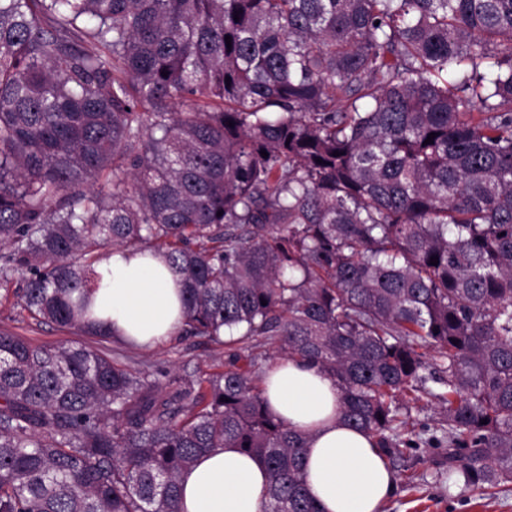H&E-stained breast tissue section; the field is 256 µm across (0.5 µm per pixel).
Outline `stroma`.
<instances>
[{
    "instance_id": "1",
    "label": "stroma",
    "mask_w": 512,
    "mask_h": 512,
    "mask_svg": "<svg viewBox=\"0 0 512 512\" xmlns=\"http://www.w3.org/2000/svg\"><path fill=\"white\" fill-rule=\"evenodd\" d=\"M18 280L0 282V332L25 337L35 345H56L79 340V333L37 321L20 304ZM122 361L154 372L160 387L172 382L188 384L223 371V345L198 337L172 336L151 349L120 340L111 343ZM406 436L420 440V447L404 449L390 459L397 487L385 512H512V483L480 492L448 477V450L430 445L429 437H443L438 410L433 403L419 402L404 428Z\"/></svg>"
}]
</instances>
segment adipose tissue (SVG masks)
<instances>
[{"label":"adipose tissue","instance_id":"1","mask_svg":"<svg viewBox=\"0 0 512 512\" xmlns=\"http://www.w3.org/2000/svg\"><path fill=\"white\" fill-rule=\"evenodd\" d=\"M97 271L96 320L115 338L150 349L178 333L184 323L181 284L163 259L115 249ZM270 410L308 438L303 460L305 488L320 512H383L397 478L367 432L345 425L335 381L291 359L263 376ZM267 473L237 448L201 454L181 476V512H262Z\"/></svg>","mask_w":512,"mask_h":512}]
</instances>
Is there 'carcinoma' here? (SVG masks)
<instances>
[{
    "label": "carcinoma",
    "instance_id": "1",
    "mask_svg": "<svg viewBox=\"0 0 512 512\" xmlns=\"http://www.w3.org/2000/svg\"><path fill=\"white\" fill-rule=\"evenodd\" d=\"M113 248L164 258L224 371L164 391L101 348ZM19 270L34 318L97 343L0 333V512H179L224 447L265 465L264 512H318L307 437L239 365L264 342L332 377L383 455L433 398L463 485L512 482V0H0Z\"/></svg>",
    "mask_w": 512,
    "mask_h": 512
}]
</instances>
